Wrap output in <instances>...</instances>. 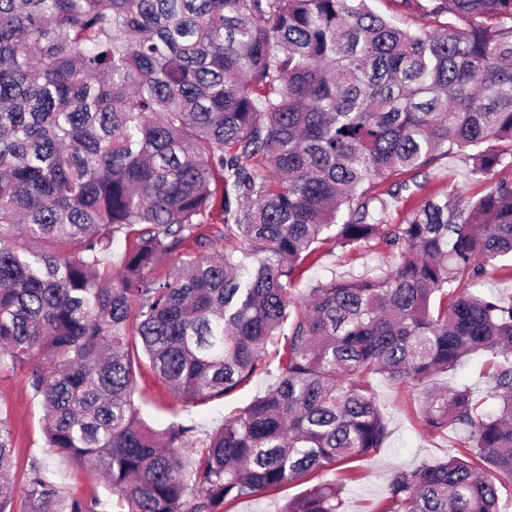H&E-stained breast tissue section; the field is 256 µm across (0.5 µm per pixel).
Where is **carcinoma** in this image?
<instances>
[{
	"instance_id": "cac0c4a2",
	"label": "carcinoma",
	"mask_w": 512,
	"mask_h": 512,
	"mask_svg": "<svg viewBox=\"0 0 512 512\" xmlns=\"http://www.w3.org/2000/svg\"><path fill=\"white\" fill-rule=\"evenodd\" d=\"M402 2L431 25L370 0H0V356L28 371L51 452L98 470L127 512H229L315 478L281 512H341L388 436L372 378L414 384L482 352L508 362L498 409L465 385L422 392L426 427L465 426L468 446L398 472L379 512H500L512 303L471 286L512 257V0ZM460 152L483 195H432L382 228L373 179L398 199L422 187L402 176ZM210 226L243 246L151 279ZM328 232L343 249L377 238L396 263L313 289L297 313L290 290ZM278 344L275 385L207 438L140 416V356L196 407ZM17 463L0 418V512ZM27 479L25 512H102L35 461ZM371 7L379 14L390 18L404 27L426 26L428 19L405 9L400 0H373Z\"/></svg>"
}]
</instances>
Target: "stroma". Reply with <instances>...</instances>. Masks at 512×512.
I'll list each match as a JSON object with an SVG mask.
<instances>
[{"instance_id": "35a3bbf8", "label": "stroma", "mask_w": 512, "mask_h": 512, "mask_svg": "<svg viewBox=\"0 0 512 512\" xmlns=\"http://www.w3.org/2000/svg\"><path fill=\"white\" fill-rule=\"evenodd\" d=\"M421 187L399 200H388L382 216L387 224L400 223L432 194L476 199L486 185L472 170L465 156L440 158L425 174L419 175ZM395 258L377 241L363 243L353 250L324 244L316 263L310 265L292 291L295 304H305L311 288L331 279L348 280L364 274L373 275L391 269ZM497 368L486 355L470 356L456 370L441 373L428 381L431 389L469 385L472 396L483 409L492 410L496 401L491 396L492 375ZM277 380L275 367L258 371L250 381L234 393L205 406L175 410V402L164 381L148 362H141L135 374L134 399L144 421L155 431H163L171 423L193 426L196 437L222 427L226 418L237 415L256 396L267 392ZM376 401L387 421L389 436L375 454L359 461L360 478L343 493L342 512H378L388 484L396 472L412 471L447 457L449 451L465 444L468 431L457 426L445 432L425 428L416 400L420 392L414 385L400 386L377 376L372 380ZM0 418L7 419L13 430V443L19 457L15 473L14 508L22 512L28 489L26 469L31 461L42 464L46 479L66 494L83 495L103 491L104 480L89 466L50 453L42 433L43 411L28 383L25 371L0 362Z\"/></svg>"}]
</instances>
